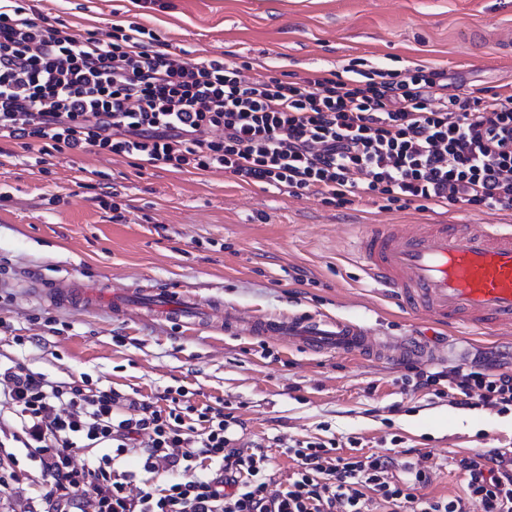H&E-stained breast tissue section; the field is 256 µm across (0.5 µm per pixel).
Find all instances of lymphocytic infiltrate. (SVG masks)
I'll return each mask as SVG.
<instances>
[{
  "instance_id": "1",
  "label": "lymphocytic infiltrate",
  "mask_w": 512,
  "mask_h": 512,
  "mask_svg": "<svg viewBox=\"0 0 512 512\" xmlns=\"http://www.w3.org/2000/svg\"><path fill=\"white\" fill-rule=\"evenodd\" d=\"M28 150L108 152L178 171L221 170L243 183L341 207L359 197L512 212V93L448 90L418 65L297 81L193 61L137 20L108 39L77 38L0 10V141ZM416 387L447 383L463 410H512V374L474 365L412 368ZM12 437L53 478L26 512H512V450L460 457L462 494L419 498L430 474L387 454L332 455L282 440L294 464L275 488L264 451L236 448L238 421L185 387L161 401L0 367ZM90 464L76 465L84 449Z\"/></svg>"
}]
</instances>
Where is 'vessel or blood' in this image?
Segmentation results:
<instances>
[{"instance_id":"obj_1","label":"vessel or blood","mask_w":512,"mask_h":512,"mask_svg":"<svg viewBox=\"0 0 512 512\" xmlns=\"http://www.w3.org/2000/svg\"><path fill=\"white\" fill-rule=\"evenodd\" d=\"M354 259L365 278L393 294L407 309L436 323L489 333L512 331V228L498 224H370L358 233ZM56 300L95 306L104 284L75 278L53 282ZM148 315L188 324L211 317L181 288L151 290L140 303ZM251 334L285 336L315 352L336 350L385 359L438 360L412 337H373L345 321L255 318Z\"/></svg>"}]
</instances>
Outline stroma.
Masks as SVG:
<instances>
[{"label":"stroma","instance_id":"1","mask_svg":"<svg viewBox=\"0 0 512 512\" xmlns=\"http://www.w3.org/2000/svg\"><path fill=\"white\" fill-rule=\"evenodd\" d=\"M41 0L50 24L75 35L107 36L128 17L194 59L261 62L269 76L297 81L309 70H339L350 59L373 67L416 64L447 70L478 92L512 84V0ZM111 186L113 207L99 201ZM506 224L512 215L456 204L387 211L354 200L341 208L248 185L221 170L177 172L112 154L37 158L0 144V362H18L55 381L88 380L125 393L157 396L186 387L196 400L227 407L240 422L239 448H267L278 482L292 464L277 437L336 440L363 453L403 439L408 461L432 468L416 495L460 490L456 457L512 449V411L456 408L405 381L404 363L255 336L224 323L221 311L355 321L377 336L412 334L449 347L443 370L490 356L512 374V335L475 338L404 311L365 279L351 244L362 224ZM107 281L117 293L181 285L210 322L187 328L103 302L93 310L61 304L34 281ZM467 359H460V352ZM0 422V512H23L51 488Z\"/></svg>","mask_w":512,"mask_h":512}]
</instances>
